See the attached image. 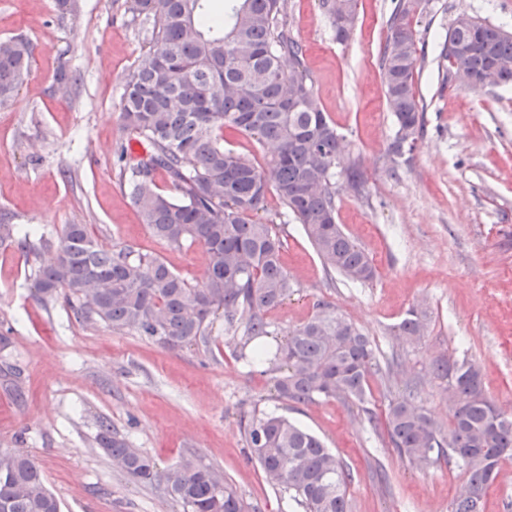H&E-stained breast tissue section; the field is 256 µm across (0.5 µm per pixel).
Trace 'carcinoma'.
Instances as JSON below:
<instances>
[{
  "label": "carcinoma",
  "mask_w": 512,
  "mask_h": 512,
  "mask_svg": "<svg viewBox=\"0 0 512 512\" xmlns=\"http://www.w3.org/2000/svg\"><path fill=\"white\" fill-rule=\"evenodd\" d=\"M421 0H399L381 53L386 103L397 122L389 152H413L421 129L416 96V37L412 26ZM336 40L348 39L356 0H322ZM347 11L348 26L336 23ZM135 18L151 26L143 66L127 77L120 120L132 139L117 144L121 176L152 235L170 245L206 249L210 264L192 283L161 258L132 247L107 249L84 224H66L45 244L53 264L37 270L42 302L63 297L75 317L135 333L178 351L207 342L210 317L224 330L268 335L265 315L292 292L280 260L282 241L255 219L267 194L302 224L324 265L352 282L374 279L368 255L336 224L331 179L344 152V137L323 112L311 79L300 68L302 48L287 24V0H135ZM32 44L0 39V105L17 93L32 62ZM441 57L470 71L481 86L512 83V33L462 13L448 28ZM231 126L270 149L260 165L224 148ZM164 174L176 190L160 193ZM428 313L413 307L393 327L398 344L419 342ZM267 365L276 397L312 404L339 399L370 412V381L389 380L401 367L380 361L374 342L329 305L290 330L272 352L259 347L248 359ZM450 411L443 428L414 393L389 400L384 425L389 444L415 466L444 463L466 475L450 512H483L487 488L512 461V416L487 395L479 365L439 360ZM247 448L266 480L291 494L304 512H349L347 466L319 437L275 412H253L239 422ZM98 442L132 479L164 485L183 512H256L217 469L184 459L166 471L105 421ZM58 497L36 460L0 449V512H52Z\"/></svg>",
  "instance_id": "cac0c4a2"
}]
</instances>
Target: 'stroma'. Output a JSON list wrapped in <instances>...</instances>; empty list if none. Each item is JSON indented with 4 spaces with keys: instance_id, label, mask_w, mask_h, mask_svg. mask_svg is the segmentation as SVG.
I'll list each match as a JSON object with an SVG mask.
<instances>
[{
    "instance_id": "1",
    "label": "stroma",
    "mask_w": 512,
    "mask_h": 512,
    "mask_svg": "<svg viewBox=\"0 0 512 512\" xmlns=\"http://www.w3.org/2000/svg\"><path fill=\"white\" fill-rule=\"evenodd\" d=\"M397 2L357 0L353 31L340 42L321 0H288L303 66L362 176L357 189L343 172L333 176L336 221L377 274L367 283L327 274L301 224L268 195L259 217L275 224L295 291L268 312L265 342L282 343L327 301L380 357L402 354L403 374L386 386L372 381V413L384 411V390L415 378L419 400L444 426L445 382L433 369L442 358L476 361L487 394L512 410V84L446 82L439 56L460 13L512 32V0H423L413 18L423 133L394 165L387 148L396 120L380 59ZM16 35L31 40L33 58L14 101L0 106V213L50 237L85 224L104 247L152 253L202 280L206 250L153 237L118 176L120 95L146 56L148 26L133 20L126 0H70L63 11L56 0H0V38ZM63 67L80 72L78 85L56 81ZM53 257L0 247V448L38 460L62 512H182L162 485L113 466L96 441L104 420L157 469L192 457L223 472L257 512H303L248 456L238 421L256 409L288 416L348 466L350 512H449L462 472L401 460L382 423L357 406L276 399L268 375L235 357L223 319L207 344L177 352L79 322L63 303H41L34 274ZM415 305L428 311V332L398 349L392 328Z\"/></svg>"
}]
</instances>
